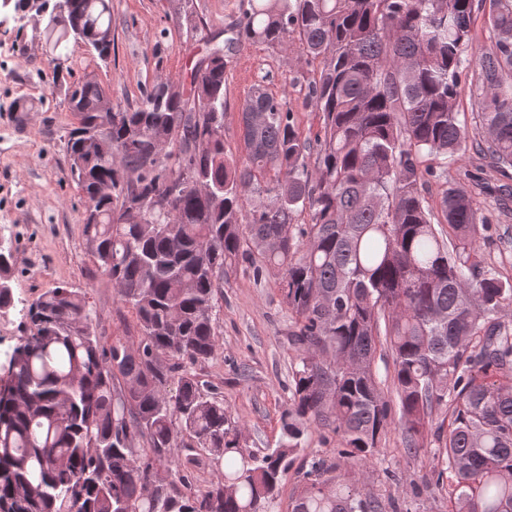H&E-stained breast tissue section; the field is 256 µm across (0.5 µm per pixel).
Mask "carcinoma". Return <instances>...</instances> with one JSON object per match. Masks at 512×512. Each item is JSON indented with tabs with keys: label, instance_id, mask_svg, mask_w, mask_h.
Segmentation results:
<instances>
[{
	"label": "carcinoma",
	"instance_id": "cac0c4a2",
	"mask_svg": "<svg viewBox=\"0 0 512 512\" xmlns=\"http://www.w3.org/2000/svg\"><path fill=\"white\" fill-rule=\"evenodd\" d=\"M477 8L246 0L181 92L169 79L102 112L97 80L68 87L86 241L137 336L103 346L79 289L28 305L0 378V512H269L320 429L338 459H311L291 512H385L346 471L380 455L393 429L410 458L438 443L430 476L448 512H512V276L487 260L491 226L470 194L427 196L471 141L456 97ZM45 14L52 50L71 39L110 57L99 43L109 0H57ZM488 22L474 143L509 179L512 0H491ZM293 43L319 62L306 95L319 130L303 135L287 95L257 85L241 108L242 153L227 155L224 56ZM240 261L274 273L292 325L291 397L262 455L191 369L220 349L214 311ZM205 469L217 480L196 493Z\"/></svg>",
	"mask_w": 512,
	"mask_h": 512
}]
</instances>
